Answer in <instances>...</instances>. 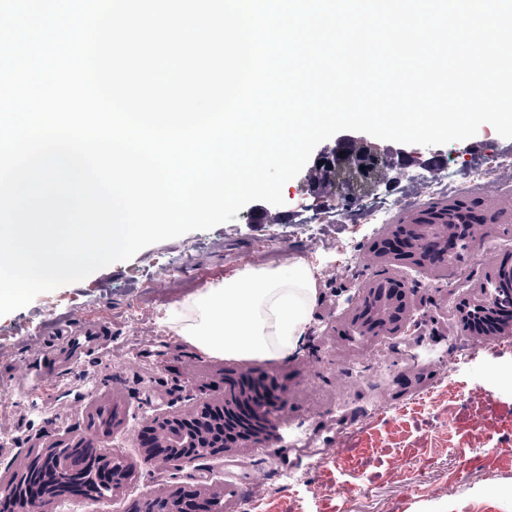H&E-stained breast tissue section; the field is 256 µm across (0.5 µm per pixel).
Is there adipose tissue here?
<instances>
[{"label": "adipose tissue", "instance_id": "adipose-tissue-1", "mask_svg": "<svg viewBox=\"0 0 512 512\" xmlns=\"http://www.w3.org/2000/svg\"><path fill=\"white\" fill-rule=\"evenodd\" d=\"M317 297L308 265H247L185 298L168 316L176 333L215 359L281 361L299 353Z\"/></svg>", "mask_w": 512, "mask_h": 512}]
</instances>
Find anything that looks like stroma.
<instances>
[{
	"mask_svg": "<svg viewBox=\"0 0 512 512\" xmlns=\"http://www.w3.org/2000/svg\"><path fill=\"white\" fill-rule=\"evenodd\" d=\"M512 139L482 125L463 141L426 148L417 165L356 180L348 197L327 194L305 166L285 184L284 203L246 205L235 220L140 250L84 280L43 293L0 316V480L58 438L86 437L122 456L133 476L115 495L86 502L87 512H129L132 504L175 486L224 488L225 512H512V335L475 340L460 330L458 307L512 253V169L498 194L469 183L491 171ZM461 190H445L448 178ZM440 183L431 192L430 183ZM403 199L385 223L370 224L366 205ZM459 199L478 202L487 229L470 254L439 271H415L375 258L387 225ZM320 221L307 223L310 209ZM281 216L278 224L261 222ZM300 259L314 271L317 298L303 350L284 361L212 359L186 344L167 312L209 283L247 264L279 267ZM407 278L418 325L409 336L368 342L342 336L347 300L365 282ZM103 330L71 352L61 334L72 324ZM41 373L19 385L21 369ZM275 380L276 428L254 448L182 469H157L136 444L142 424L189 398H217L229 380ZM116 413L111 428L92 422ZM314 429L322 459L300 456L290 427Z\"/></svg>",
	"mask_w": 512,
	"mask_h": 512,
	"instance_id": "obj_1",
	"label": "stroma"
}]
</instances>
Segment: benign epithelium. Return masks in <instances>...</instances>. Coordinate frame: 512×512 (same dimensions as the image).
<instances>
[{"mask_svg":"<svg viewBox=\"0 0 512 512\" xmlns=\"http://www.w3.org/2000/svg\"><path fill=\"white\" fill-rule=\"evenodd\" d=\"M417 152H402L394 155L376 145L351 135L339 136L335 144L317 152L314 168L327 178H332L340 164L356 159L354 172L361 167L375 165L386 171L404 166ZM485 222L462 224L465 235L448 228L446 224H435L419 232L413 238L406 232V225L392 224L387 233L374 242L373 253L380 260L413 265L424 269H437L463 250H471ZM399 287L387 292L384 302L374 313H369L365 300L373 291L375 283L368 282L348 300L346 313L348 331L366 336H397L404 334L414 324V304L405 281H397ZM497 329L512 334V301L497 307ZM240 394L233 402H212L199 398L187 410L168 411L154 415L143 426L140 446L144 450L145 462L163 461L175 467L195 461L222 457L231 448H248L260 440L258 427L271 426L276 412L278 397L263 385L252 383L245 376L239 383ZM44 466L57 468L60 476L72 478L89 463H61L54 450L40 455ZM32 462H27L17 482L19 494L12 496L14 512H43V507L54 497L47 493L40 482L33 479ZM159 499L170 505L168 512H224V489L212 485H199L194 489L174 487Z\"/></svg>","mask_w":512,"mask_h":512,"instance_id":"1","label":"benign epithelium"}]
</instances>
